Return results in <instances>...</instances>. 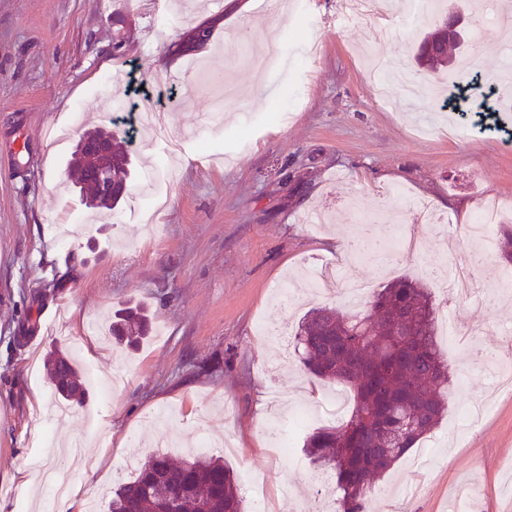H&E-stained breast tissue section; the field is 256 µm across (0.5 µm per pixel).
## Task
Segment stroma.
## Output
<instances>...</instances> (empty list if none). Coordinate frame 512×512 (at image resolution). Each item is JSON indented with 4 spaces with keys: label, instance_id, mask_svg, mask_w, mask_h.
<instances>
[{
    "label": "stroma",
    "instance_id": "obj_1",
    "mask_svg": "<svg viewBox=\"0 0 512 512\" xmlns=\"http://www.w3.org/2000/svg\"><path fill=\"white\" fill-rule=\"evenodd\" d=\"M307 2L303 15L252 7L250 47L283 45L260 67L248 55L225 57L242 20L226 14L225 0H0V512H58L48 493L34 502L21 490L23 469L97 491L107 512L113 488L136 474L130 450L180 459L202 436L224 438L212 454L233 470L244 512H292L281 495L287 481L310 512H334L332 486L300 473L304 435L295 459L266 451L276 414L337 391L299 356L284 358L278 338L295 336L305 311L279 302L282 285L298 287L306 265L339 263L377 290L420 279L438 305L441 281L472 258L478 291L456 303L454 322L483 332L444 353L448 414L422 441L437 462L413 471L398 460L368 512H448L461 484L476 491L469 512H512V394L479 427L453 422L492 384L468 350L476 341L503 347L512 297L494 289L512 264L496 249L480 258L466 244L449 251L413 208L425 202L453 226L485 199L501 200L492 230L501 238L512 227V129H482L469 114L449 133L451 73L413 59L441 12L414 18L412 0H396L380 19L346 24L343 0ZM207 22L212 37L193 73L189 56L169 47ZM312 45L310 72L302 61ZM465 48L485 84L512 73V48L495 29ZM369 54L399 65L416 94L393 87L378 99ZM299 86L305 94L291 103ZM94 128L120 133L131 159L127 196L96 220L69 176L77 142ZM360 213L380 233L409 226L416 250L385 271L353 255ZM130 303L152 316L134 346L109 332L113 311ZM57 348L100 374L121 370L120 390L103 402L89 387L86 406L53 418L46 359ZM245 458L265 480L262 498L247 488Z\"/></svg>",
    "mask_w": 512,
    "mask_h": 512
}]
</instances>
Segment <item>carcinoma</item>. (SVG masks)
I'll return each instance as SVG.
<instances>
[{
    "instance_id": "carcinoma-1",
    "label": "carcinoma",
    "mask_w": 512,
    "mask_h": 512,
    "mask_svg": "<svg viewBox=\"0 0 512 512\" xmlns=\"http://www.w3.org/2000/svg\"><path fill=\"white\" fill-rule=\"evenodd\" d=\"M459 15L450 12L421 40L420 67L438 71L462 67L457 59L463 35ZM212 27L201 24L171 44L187 55L205 46ZM112 146V192L100 191L93 176L99 157L88 144ZM70 166L74 185L89 189L86 205L113 210L127 193L130 158L112 131L95 128L80 138ZM147 315L139 307L113 314L111 332L131 345L145 335ZM302 363L315 377L350 389L353 408L338 426L320 428L304 444L316 463L331 466L340 512H366L377 477L391 468L442 420L448 411L452 372L435 340V307L426 285L398 278L374 293L366 309L343 313L318 307L303 318L296 335ZM48 367L58 397L86 405L88 390L72 357L50 353ZM233 472L219 457L179 462L152 454L136 477L113 491L109 512H243Z\"/></svg>"
}]
</instances>
